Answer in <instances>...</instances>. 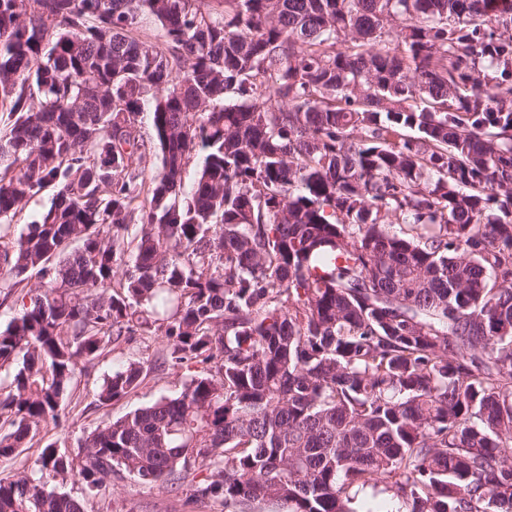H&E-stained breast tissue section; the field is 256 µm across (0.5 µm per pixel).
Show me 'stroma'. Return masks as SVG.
<instances>
[{
  "mask_svg": "<svg viewBox=\"0 0 512 512\" xmlns=\"http://www.w3.org/2000/svg\"><path fill=\"white\" fill-rule=\"evenodd\" d=\"M162 347L161 337L148 334L117 349L105 348L93 364L76 372L62 405L60 423L41 425L14 461L0 465V478L23 470L40 476L48 485H57L58 480L51 472L39 469L38 460L43 448L51 445L63 452L76 453L81 439L97 426L157 399L178 395L192 371L158 366ZM131 360L143 362L147 370L141 384L119 401L99 404L96 392L104 376ZM62 487L64 492L83 498L85 512H224L223 507L213 501L190 498L188 489L175 490L167 484L145 486L128 476L106 484L92 497L84 496L80 486L67 484Z\"/></svg>",
  "mask_w": 512,
  "mask_h": 512,
  "instance_id": "1",
  "label": "stroma"
}]
</instances>
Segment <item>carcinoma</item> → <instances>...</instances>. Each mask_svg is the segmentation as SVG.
<instances>
[{
    "mask_svg": "<svg viewBox=\"0 0 512 512\" xmlns=\"http://www.w3.org/2000/svg\"><path fill=\"white\" fill-rule=\"evenodd\" d=\"M143 14L162 46L131 36ZM495 24L512 0H0V288L40 278L0 331V459L59 423L80 362L150 332L168 367L202 370L72 456L46 446L40 470L90 495L124 473L186 485L227 512H360L378 486L393 512H512V35ZM143 371L113 369L97 402ZM0 512L85 510L19 473ZM140 134L142 135L147 147L151 148L149 155H147L146 159V175L147 177H151L156 175L160 169V160L156 154V150L153 148L154 146V130L152 128L149 116L146 113L141 115L139 122ZM52 194V189H46L25 205L22 213L14 221L13 238L19 237L25 231L26 225L35 220L49 206Z\"/></svg>",
    "mask_w": 512,
    "mask_h": 512,
    "instance_id": "cac0c4a2",
    "label": "carcinoma"
}]
</instances>
